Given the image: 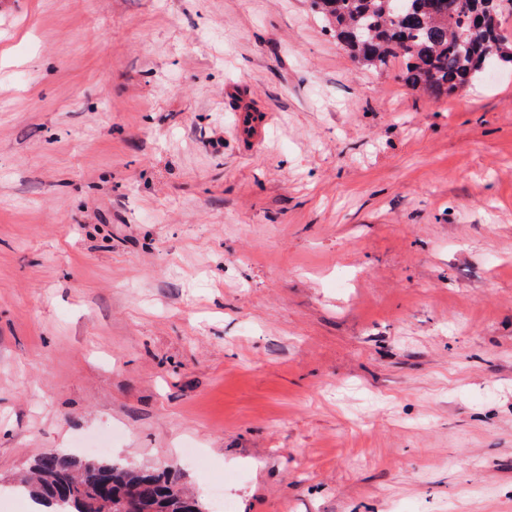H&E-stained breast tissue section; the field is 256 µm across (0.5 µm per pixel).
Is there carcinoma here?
Wrapping results in <instances>:
<instances>
[{
    "instance_id": "cac0c4a2",
    "label": "carcinoma",
    "mask_w": 512,
    "mask_h": 512,
    "mask_svg": "<svg viewBox=\"0 0 512 512\" xmlns=\"http://www.w3.org/2000/svg\"><path fill=\"white\" fill-rule=\"evenodd\" d=\"M393 2L311 0V5L362 67L380 71L400 58L405 85L437 98L469 85L489 64L512 63V38L500 23L502 14L512 10V0H498L494 13L479 24L472 17L481 0H406L401 14L392 12ZM30 472L13 491L28 494L45 512H99L82 492V486L93 484L112 503V512H121L133 493L139 512H181L190 499L172 468L140 470L46 452Z\"/></svg>"
}]
</instances>
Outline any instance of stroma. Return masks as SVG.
<instances>
[{"label":"stroma","instance_id":"obj_1","mask_svg":"<svg viewBox=\"0 0 512 512\" xmlns=\"http://www.w3.org/2000/svg\"><path fill=\"white\" fill-rule=\"evenodd\" d=\"M401 70L311 0H0V504L109 431L233 512H512V64ZM241 105L242 109L238 110V112H243L241 134L250 142H256L264 136L269 120L268 115L256 112L251 108H243L244 102H241Z\"/></svg>","mask_w":512,"mask_h":512}]
</instances>
